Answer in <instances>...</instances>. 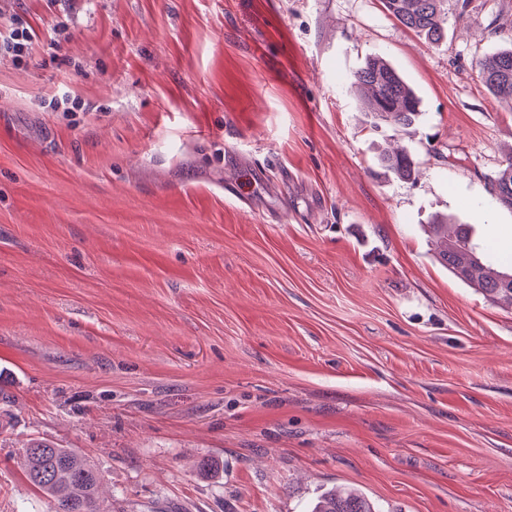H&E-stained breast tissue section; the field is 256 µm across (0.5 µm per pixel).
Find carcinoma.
Here are the masks:
<instances>
[{
  "label": "carcinoma",
  "mask_w": 512,
  "mask_h": 512,
  "mask_svg": "<svg viewBox=\"0 0 512 512\" xmlns=\"http://www.w3.org/2000/svg\"><path fill=\"white\" fill-rule=\"evenodd\" d=\"M441 0H382L386 10L402 25L438 44L445 36L447 19L440 9ZM482 83L501 103L512 109V47L478 60ZM349 93L367 91L369 111L390 119L401 128L419 118V100L383 58L366 60L345 83ZM382 164L397 177L409 180L416 171V161L406 150L385 154ZM489 194L497 204L512 209V155L488 177ZM438 261L455 277L486 299L512 302V273L499 270L496 262L479 256L470 244L468 231L460 224L453 228L440 218L432 227ZM30 482L49 499L48 512H105L98 490L102 475L83 455L45 441H33L22 453ZM312 512H377L374 502L355 489L330 492Z\"/></svg>",
  "instance_id": "carcinoma-1"
}]
</instances>
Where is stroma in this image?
Instances as JSON below:
<instances>
[{
	"label": "stroma",
	"mask_w": 512,
	"mask_h": 512,
	"mask_svg": "<svg viewBox=\"0 0 512 512\" xmlns=\"http://www.w3.org/2000/svg\"><path fill=\"white\" fill-rule=\"evenodd\" d=\"M444 9L433 46L380 0H0L33 35L0 55V512H48L33 440L114 512H512V308L428 233L512 240V110L476 66L512 0ZM372 56L411 132L343 90ZM381 162L400 179L410 180L416 171L415 159L404 149L385 154ZM487 188L497 204L512 209V155L494 175L488 177ZM311 512H377L374 502L355 489L330 492L324 495Z\"/></svg>",
	"instance_id": "stroma-1"
}]
</instances>
